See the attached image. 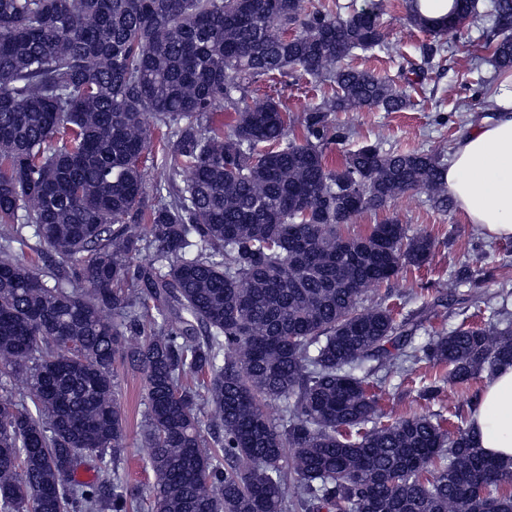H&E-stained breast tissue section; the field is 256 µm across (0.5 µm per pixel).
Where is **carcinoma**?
<instances>
[{"label":"carcinoma","instance_id":"obj_1","mask_svg":"<svg viewBox=\"0 0 512 512\" xmlns=\"http://www.w3.org/2000/svg\"><path fill=\"white\" fill-rule=\"evenodd\" d=\"M416 2L408 20L431 39L402 73L424 76L468 22L512 71V0H455L445 26ZM343 9L0 0V512L134 508L118 358L145 376L152 512H512V461L468 429L376 420L371 360L393 349L467 383L512 365V320L499 310L416 347L392 309L360 306L435 240L393 219L343 227L409 191L452 201L438 152L365 142L329 160L347 137L333 114L411 105L346 63L386 46L383 3ZM294 71L331 93L295 115L272 96L245 105ZM221 104L236 116L215 127ZM156 140L170 162L148 188ZM87 461L96 478L79 482Z\"/></svg>","mask_w":512,"mask_h":512}]
</instances>
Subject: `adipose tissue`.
I'll use <instances>...</instances> for the list:
<instances>
[{
    "mask_svg": "<svg viewBox=\"0 0 512 512\" xmlns=\"http://www.w3.org/2000/svg\"><path fill=\"white\" fill-rule=\"evenodd\" d=\"M446 182L469 223L490 239H512V91L496 95L490 115L455 141ZM468 426L487 454L512 459V366L486 379Z\"/></svg>",
    "mask_w": 512,
    "mask_h": 512,
    "instance_id": "obj_1",
    "label": "adipose tissue"
}]
</instances>
